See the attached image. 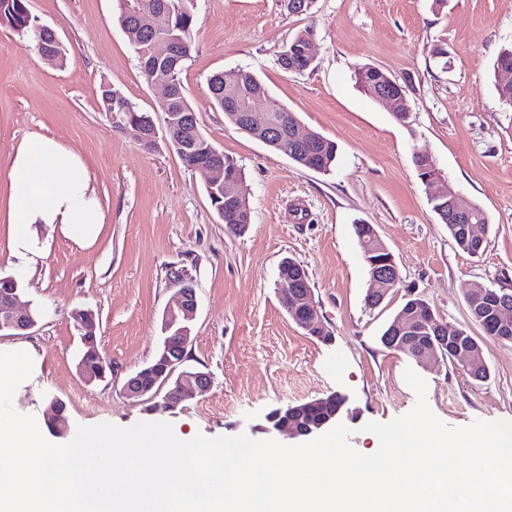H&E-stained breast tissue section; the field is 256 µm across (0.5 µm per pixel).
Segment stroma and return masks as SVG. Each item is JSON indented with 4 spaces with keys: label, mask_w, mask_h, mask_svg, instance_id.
Returning <instances> with one entry per match:
<instances>
[{
    "label": "stroma",
    "mask_w": 512,
    "mask_h": 512,
    "mask_svg": "<svg viewBox=\"0 0 512 512\" xmlns=\"http://www.w3.org/2000/svg\"><path fill=\"white\" fill-rule=\"evenodd\" d=\"M28 7L55 31L66 63H46L30 38L0 27V276H13L21 303L38 312L32 330L0 335V348L34 361L15 394L17 411L41 423L56 398L72 431L167 422L180 438L264 440L272 410L337 393L351 411L343 423L354 431L352 446L370 454L378 439L365 424L390 421L416 403L403 379L411 367L447 425L512 419V344L486 340L465 301L475 282L512 290V111L498 98L493 71L512 45V0H448L441 9L433 0H315L302 15L279 0H195L181 79L202 133L243 169L251 224L236 236L211 206L203 173L186 167L165 138L145 148L120 128V113L101 110L97 90L105 82L163 121L155 110L163 88L144 76L117 22L118 0H29ZM310 25L312 68L282 70L279 55ZM441 43L444 62L433 55ZM365 65L406 85V121L358 87L354 75ZM242 69L264 82L268 107L294 113L299 132L336 143L330 173L297 165L214 107L208 78ZM36 136L83 162L104 226L91 244L46 228L38 262L23 270L11 256L7 170L17 148ZM418 153L436 160L441 182H422ZM447 185L490 217L479 255L459 250L432 209L431 195ZM358 221L373 225L400 271L376 308L364 302L370 281ZM286 257L306 270L332 343L310 336L283 308L278 270ZM174 268L192 277L198 300L186 365L209 372L212 384L177 408L157 410L128 399L122 386L163 340L162 317L176 305ZM411 295L485 340V381L461 364L428 369L382 345ZM82 309L97 314V348L112 365L90 383L78 367L83 344L73 314Z\"/></svg>",
    "instance_id": "35a3bbf8"
}]
</instances>
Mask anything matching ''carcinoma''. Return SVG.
<instances>
[{"label": "carcinoma", "mask_w": 512, "mask_h": 512, "mask_svg": "<svg viewBox=\"0 0 512 512\" xmlns=\"http://www.w3.org/2000/svg\"><path fill=\"white\" fill-rule=\"evenodd\" d=\"M193 21L194 0H119L118 22L138 54L144 75L154 79L156 73L164 72L170 77V98L164 105L157 106V111L164 113L165 133L181 144L184 154L180 155V159L189 168L208 163L211 161V152L215 151L213 144L200 132L196 113L183 93L181 73L183 62L192 51ZM0 23L8 25L21 36L31 38L39 51L51 44V31L43 27V23L37 21V16L31 13L28 0H0ZM158 37L168 38L174 44V54L162 61L155 60L151 53V43ZM314 37L315 30L310 26L297 32L286 53L277 58L279 67L286 72L301 73L308 70L303 62L302 48ZM357 82L366 89L376 86L390 87L397 102L393 116L399 121L405 120L410 108L405 87L393 82V77L386 71L365 66L358 70ZM208 90L214 103L221 109L230 100H237L246 106L253 115V130L257 132H263L267 128L285 131L295 125L296 118L293 113L265 107L267 90L257 75L250 71H241L238 83L233 86L224 85L223 74H214L208 81ZM99 104L104 112L111 107L122 112L128 126L134 123L143 126L154 124L150 112L141 109L137 103L109 83L99 86ZM336 152L335 142L318 134L310 146L293 158V161L306 169L328 173L336 162ZM431 205L441 222L448 226V234L456 246L468 254H475L470 239L460 234L456 218L448 216V199H434ZM234 209L232 223L236 224V228H230L228 232L240 235L251 224V211L246 196L235 200ZM472 211L470 227L476 235L487 237L490 224L487 212L478 204L472 205ZM354 231L362 250L374 251L378 258L387 257V254L379 251L378 244L370 237L366 225L356 224ZM477 289L485 291L486 299L491 293L512 297V291L480 283L474 285L466 302L473 321L481 325L483 320L478 318V313L473 309V293ZM337 410L338 406L333 401H325L317 406L304 403L296 410L295 416L306 424H313L332 416Z\"/></svg>", "instance_id": "carcinoma-1"}]
</instances>
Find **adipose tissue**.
Here are the masks:
<instances>
[{"instance_id": "adipose-tissue-1", "label": "adipose tissue", "mask_w": 512, "mask_h": 512, "mask_svg": "<svg viewBox=\"0 0 512 512\" xmlns=\"http://www.w3.org/2000/svg\"><path fill=\"white\" fill-rule=\"evenodd\" d=\"M8 177V224L13 254L32 253L39 228L59 226L65 236L94 242L103 225L101 207L83 165L55 141L34 137L18 149Z\"/></svg>"}]
</instances>
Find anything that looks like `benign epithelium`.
Wrapping results in <instances>:
<instances>
[{"instance_id": "1", "label": "benign epithelium", "mask_w": 512, "mask_h": 512, "mask_svg": "<svg viewBox=\"0 0 512 512\" xmlns=\"http://www.w3.org/2000/svg\"><path fill=\"white\" fill-rule=\"evenodd\" d=\"M313 139L314 136L310 133L302 136L295 133L289 139L277 130L269 129L265 133L267 143L279 147L287 154L298 148L309 146ZM197 170L209 174L207 182L209 186L224 183V198L229 202L234 200L236 194L233 190V182L224 180V166L220 160L215 159L206 165H201ZM363 258L369 279L373 284V298L382 302L391 290V285L399 281L397 265L391 258L375 259L370 252L363 253ZM18 291L19 288L14 287L0 294V333L16 335L31 330L37 325V319L32 314V310L19 304ZM177 295V308L167 310L163 316V333L172 334L179 340L181 355L173 358L164 347L157 364L143 367L128 377L123 384V391L128 397L155 401L157 405L165 408L172 406L171 394H176L178 403L181 404L194 393L208 390L212 383L210 373L199 369L182 368L187 358L191 325L196 317L198 302L196 292L185 286L178 288ZM279 296L294 322L304 329L312 328L318 317L317 307L312 302V291L306 279L288 278L286 262L279 267ZM509 313L512 314V299L506 295L495 297L494 327L501 341L512 340V317H507ZM94 320L95 314L90 310L84 311V318L79 320L82 343L92 352L96 351ZM419 330L429 333L421 345L419 361H437L439 356L443 355L452 362L462 358L465 369L473 368L475 355L466 332L461 329L448 330V326L437 319L430 306L421 299L411 300V306L399 313L392 334L385 337V346L394 348L407 340V336ZM268 422L270 427L266 428L267 432L287 430L292 437L299 438L336 425V417L323 420L314 426H304L289 413L271 416Z\"/></svg>"}]
</instances>
